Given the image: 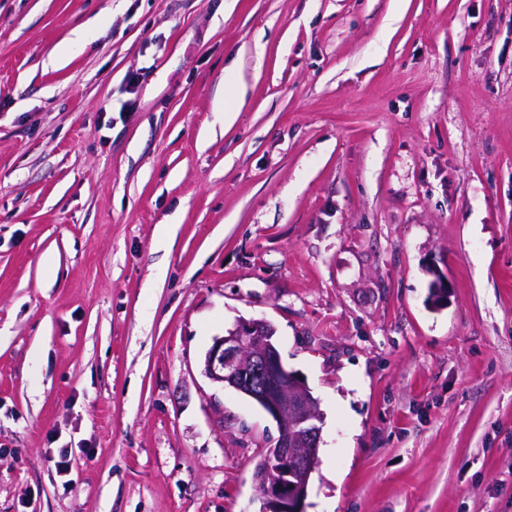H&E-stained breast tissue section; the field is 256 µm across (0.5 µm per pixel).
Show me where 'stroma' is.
I'll return each mask as SVG.
<instances>
[{
  "label": "stroma",
  "instance_id": "35a3bbf8",
  "mask_svg": "<svg viewBox=\"0 0 512 512\" xmlns=\"http://www.w3.org/2000/svg\"><path fill=\"white\" fill-rule=\"evenodd\" d=\"M253 318L305 512H512V0H0V512H259ZM275 333L267 320H236L206 352L204 372L252 400L278 424L276 445L265 449L255 472L259 512H305L322 416L303 379L283 365Z\"/></svg>",
  "mask_w": 512,
  "mask_h": 512
}]
</instances>
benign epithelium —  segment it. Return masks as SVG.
<instances>
[{"label": "benign epithelium", "instance_id": "obj_1", "mask_svg": "<svg viewBox=\"0 0 512 512\" xmlns=\"http://www.w3.org/2000/svg\"><path fill=\"white\" fill-rule=\"evenodd\" d=\"M429 298L434 306L448 303V280L436 276ZM275 333L267 320H237L206 352L204 372L252 400L278 424L276 445L265 449L255 472L260 512H305L318 462L321 412L303 379L283 365Z\"/></svg>", "mask_w": 512, "mask_h": 512}]
</instances>
